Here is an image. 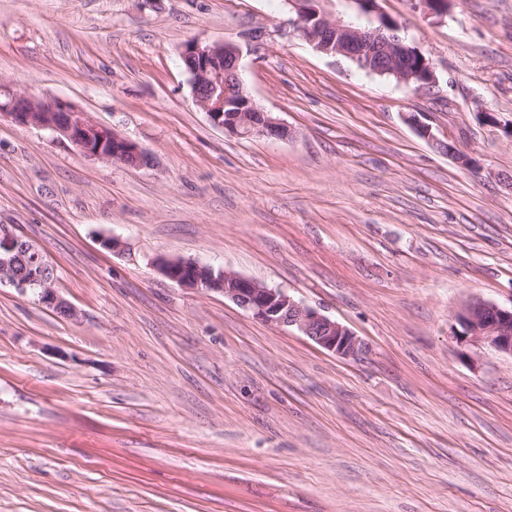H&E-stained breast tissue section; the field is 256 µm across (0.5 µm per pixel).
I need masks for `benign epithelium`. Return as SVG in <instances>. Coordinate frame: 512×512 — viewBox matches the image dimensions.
I'll return each mask as SVG.
<instances>
[{
    "label": "benign epithelium",
    "instance_id": "benign-epithelium-1",
    "mask_svg": "<svg viewBox=\"0 0 512 512\" xmlns=\"http://www.w3.org/2000/svg\"><path fill=\"white\" fill-rule=\"evenodd\" d=\"M295 14L293 25L305 41L329 56H343L363 69L392 75L398 81L422 89L435 83L429 59L398 36L397 22L381 10L379 0H351L356 14L373 20L372 27L332 17L322 7L324 0H287ZM241 49L231 43L192 40L181 54L195 103L216 127L240 138L286 139L287 126L259 108L248 93L240 70ZM419 65L410 67L413 58ZM0 116L14 122L56 133L83 154L128 167L148 166L151 155L136 142L92 120L74 105L38 97L0 80ZM423 139L453 156L465 167L472 158L459 150L449 135L437 137L426 125L406 116ZM159 271L179 286L220 293L266 324L291 327L323 349L343 358L366 352L365 343L341 323L296 301L285 291L225 269L194 261L165 259ZM18 293L33 294L53 313L76 320L79 311L58 292L55 268L41 248L5 225L0 226V285ZM464 337L486 343L512 355V307L480 299L467 303L457 315Z\"/></svg>",
    "mask_w": 512,
    "mask_h": 512
}]
</instances>
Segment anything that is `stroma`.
Returning a JSON list of instances; mask_svg holds the SVG:
<instances>
[{
  "instance_id": "35a3bbf8",
  "label": "stroma",
  "mask_w": 512,
  "mask_h": 512,
  "mask_svg": "<svg viewBox=\"0 0 512 512\" xmlns=\"http://www.w3.org/2000/svg\"><path fill=\"white\" fill-rule=\"evenodd\" d=\"M380 6L431 87L318 52L286 0H0V79L153 156L110 164L0 117V224L81 313L0 286V512H512V355L456 320L512 305V0ZM192 40L239 45L291 136L214 127ZM161 257L282 289L367 351L179 287ZM405 119L414 126L420 137L429 142H432V144H434L440 151L453 156L461 165L465 167H473L472 158L463 151L459 150L456 142L452 140L448 134H443V139L437 137L432 132L431 128H429V126L416 123L415 115H407Z\"/></svg>"
}]
</instances>
